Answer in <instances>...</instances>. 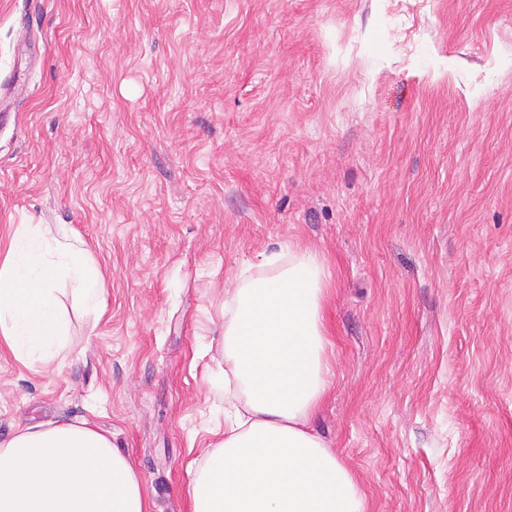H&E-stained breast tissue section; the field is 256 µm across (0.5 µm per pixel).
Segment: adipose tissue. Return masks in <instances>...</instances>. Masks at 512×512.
<instances>
[{"mask_svg": "<svg viewBox=\"0 0 512 512\" xmlns=\"http://www.w3.org/2000/svg\"><path fill=\"white\" fill-rule=\"evenodd\" d=\"M92 310L101 269L65 229L23 224L0 260V339L44 363L69 343L61 282ZM324 257L297 242L263 253L224 300V434L192 469V512H368L366 494L311 422L331 388ZM111 435L42 424L0 443V512H152Z\"/></svg>", "mask_w": 512, "mask_h": 512, "instance_id": "1", "label": "adipose tissue"}]
</instances>
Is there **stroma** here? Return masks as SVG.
<instances>
[{"label":"stroma","instance_id":"obj_1","mask_svg":"<svg viewBox=\"0 0 512 512\" xmlns=\"http://www.w3.org/2000/svg\"><path fill=\"white\" fill-rule=\"evenodd\" d=\"M104 273L68 354L0 342V442L87 421L158 512L224 430V298L326 258L313 427L369 512H512V0H0V255Z\"/></svg>","mask_w":512,"mask_h":512}]
</instances>
